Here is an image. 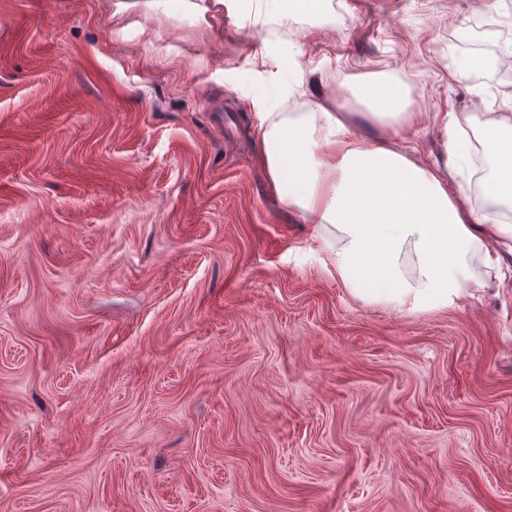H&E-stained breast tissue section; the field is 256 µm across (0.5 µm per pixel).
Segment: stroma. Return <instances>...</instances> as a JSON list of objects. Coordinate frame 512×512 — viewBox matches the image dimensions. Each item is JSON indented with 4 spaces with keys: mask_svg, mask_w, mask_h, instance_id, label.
Masks as SVG:
<instances>
[{
    "mask_svg": "<svg viewBox=\"0 0 512 512\" xmlns=\"http://www.w3.org/2000/svg\"><path fill=\"white\" fill-rule=\"evenodd\" d=\"M202 4L0 0V512H512V256L447 309L362 303L258 118L362 136L397 79L433 164L444 114L512 106V0ZM499 66L494 57L457 56L448 63V70L453 76H463L472 72H493Z\"/></svg>",
    "mask_w": 512,
    "mask_h": 512,
    "instance_id": "obj_1",
    "label": "stroma"
}]
</instances>
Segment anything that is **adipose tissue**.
Instances as JSON below:
<instances>
[{
    "instance_id": "1",
    "label": "adipose tissue",
    "mask_w": 512,
    "mask_h": 512,
    "mask_svg": "<svg viewBox=\"0 0 512 512\" xmlns=\"http://www.w3.org/2000/svg\"><path fill=\"white\" fill-rule=\"evenodd\" d=\"M369 99L387 123L407 116L402 82L379 83ZM260 128L272 190L314 225L333 255L331 276L359 300L410 313L445 309L468 285L483 287L475 267L497 269L512 255V224L448 191L449 182L475 180L484 197L512 200V116H492L476 133L451 116L446 157L428 166L378 131L337 152L348 129L331 112H264Z\"/></svg>"
}]
</instances>
